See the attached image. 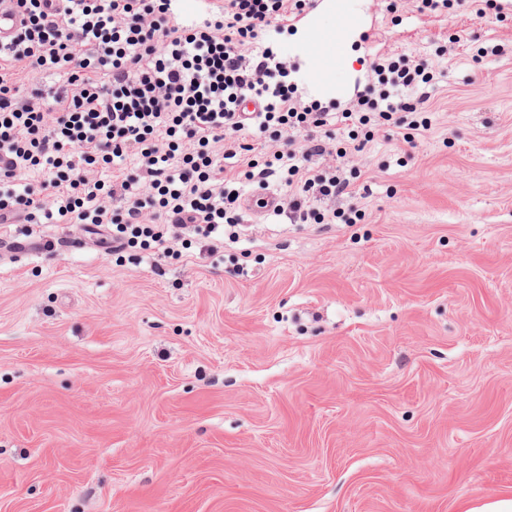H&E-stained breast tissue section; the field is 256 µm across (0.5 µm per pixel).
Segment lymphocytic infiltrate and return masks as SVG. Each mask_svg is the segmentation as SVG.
Instances as JSON below:
<instances>
[{
	"instance_id": "f902f5d3",
	"label": "lymphocytic infiltrate",
	"mask_w": 512,
	"mask_h": 512,
	"mask_svg": "<svg viewBox=\"0 0 512 512\" xmlns=\"http://www.w3.org/2000/svg\"><path fill=\"white\" fill-rule=\"evenodd\" d=\"M25 19L0 47V221L107 224L112 248L140 242L170 257L187 234L236 237L237 199L225 159L240 143L248 168L280 169L297 223H324L314 200L348 194L349 178L321 172L316 157L345 158L332 148V129L401 126L402 113L428 101L426 63L378 59V95L360 96L345 112L299 107L286 82L288 66L259 40L304 0H207L203 14L183 20L173 0H16ZM164 53H157V43ZM64 75L63 86L22 91L18 69ZM264 107L240 121L241 98ZM272 141L262 159L254 142ZM41 180H33V173ZM122 199L113 207V199Z\"/></svg>"
}]
</instances>
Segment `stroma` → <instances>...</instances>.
Returning <instances> with one entry per match:
<instances>
[{
  "mask_svg": "<svg viewBox=\"0 0 512 512\" xmlns=\"http://www.w3.org/2000/svg\"><path fill=\"white\" fill-rule=\"evenodd\" d=\"M355 0L341 112L381 55L434 75L430 130L342 159L354 224L241 214L211 254L109 255L107 231L0 256V512H469L512 494V8ZM458 33L461 43H449ZM485 56H478V49Z\"/></svg>",
  "mask_w": 512,
  "mask_h": 512,
  "instance_id": "1",
  "label": "stroma"
}]
</instances>
